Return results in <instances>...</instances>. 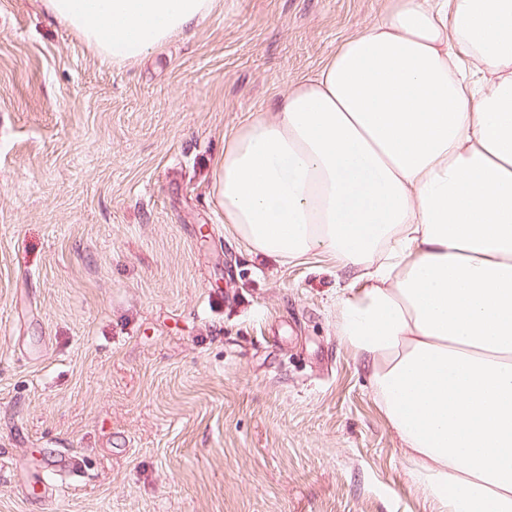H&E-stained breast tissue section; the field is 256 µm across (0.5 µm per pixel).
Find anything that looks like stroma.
I'll list each match as a JSON object with an SVG mask.
<instances>
[{"instance_id":"1","label":"stroma","mask_w":512,"mask_h":512,"mask_svg":"<svg viewBox=\"0 0 512 512\" xmlns=\"http://www.w3.org/2000/svg\"><path fill=\"white\" fill-rule=\"evenodd\" d=\"M388 4L218 0L117 67L0 0V512H430L337 334L350 273L255 256L212 194Z\"/></svg>"}]
</instances>
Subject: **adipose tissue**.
<instances>
[{"mask_svg":"<svg viewBox=\"0 0 512 512\" xmlns=\"http://www.w3.org/2000/svg\"><path fill=\"white\" fill-rule=\"evenodd\" d=\"M138 60L215 0H43ZM229 233L360 282L336 330L433 512H512V0H393L224 143Z\"/></svg>","mask_w":512,"mask_h":512,"instance_id":"1","label":"adipose tissue"}]
</instances>
